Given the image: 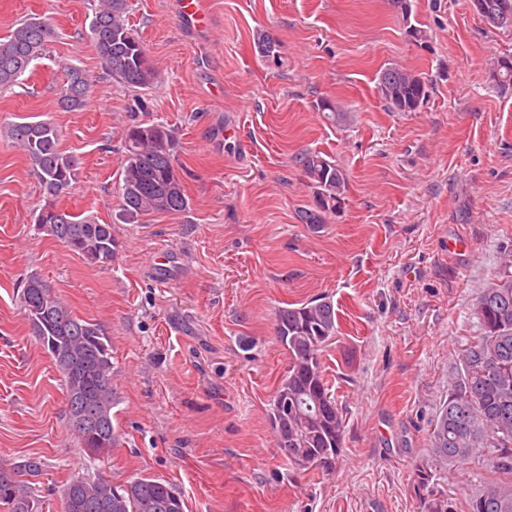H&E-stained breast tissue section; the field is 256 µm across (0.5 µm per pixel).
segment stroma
I'll list each match as a JSON object with an SVG mask.
<instances>
[{
  "mask_svg": "<svg viewBox=\"0 0 512 512\" xmlns=\"http://www.w3.org/2000/svg\"><path fill=\"white\" fill-rule=\"evenodd\" d=\"M206 2L203 27L178 0H130L159 73L146 117L176 131L190 207L126 224L132 94L86 37L98 0H0V36L34 15L58 32L24 84L0 89V465L43 462L41 512H57L72 477L98 474L172 484L185 512H421L414 469L432 461L430 422L478 330L475 299L512 245V85L488 79L512 56V30L487 27L467 0H411L407 20L392 0ZM259 30L277 62L259 56ZM69 63L96 84L75 111L59 104ZM391 64L425 77L420 110H387L376 78ZM322 98L341 104L343 124L317 112ZM19 116L57 126L79 173L58 205L113 225L111 264L37 229L43 191L4 133ZM308 150L348 174L319 229L298 218L312 190L295 158ZM33 271L109 339L108 458L89 459L68 427L63 379L17 295ZM317 296L336 309L321 362L347 414L327 474L294 466L267 416L287 365L275 312Z\"/></svg>",
  "mask_w": 512,
  "mask_h": 512,
  "instance_id": "obj_1",
  "label": "stroma"
}]
</instances>
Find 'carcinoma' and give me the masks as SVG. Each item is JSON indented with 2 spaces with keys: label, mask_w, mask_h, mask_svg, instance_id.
Masks as SVG:
<instances>
[{
  "label": "carcinoma",
  "mask_w": 512,
  "mask_h": 512,
  "mask_svg": "<svg viewBox=\"0 0 512 512\" xmlns=\"http://www.w3.org/2000/svg\"><path fill=\"white\" fill-rule=\"evenodd\" d=\"M480 20L491 28L512 29V0H486ZM129 0H99L89 22L93 47L120 87L139 92L159 79L148 49L128 25ZM57 32L46 17H29L0 37V88L21 83L34 61L47 51ZM263 57L277 60L276 44L264 33L255 38ZM490 83H512V56L501 57L489 72ZM377 89L392 112H415L428 101L421 75L396 66L382 69ZM94 92V80L79 66L67 67L60 97L63 107L82 108ZM317 111L333 123L346 114L324 98ZM6 137L25 155L46 202L33 215L38 230L57 239L89 264L112 262L119 242L112 225L57 208L78 179L76 161L60 149L58 128L50 121L21 117L5 126ZM120 191L129 223L154 212L171 215L188 208L177 159L175 132L158 122L128 126L123 135ZM313 202L300 210L304 224L315 228L344 203L348 175L331 157L306 151L296 157ZM19 302L32 334L52 357L67 396L68 425L93 459L112 452L117 435L112 424V350L101 327L75 316L38 273L20 282ZM479 329L462 350L448 376V399L431 422V452L440 466L478 463L495 478L472 492L467 512H512V258L488 283L476 302ZM276 336L288 365L269 402L268 416L278 448L301 469L329 471L344 447L346 415L326 380L320 360L338 333L333 302L319 296L289 304L275 312ZM37 458L0 468V508L4 512H36L28 478L38 476ZM429 468L417 469L415 485L421 512H458L456 499L438 487ZM137 496L98 477H74L58 490L61 512H184L176 489L149 477L130 481Z\"/></svg>",
  "instance_id": "carcinoma-1"
}]
</instances>
